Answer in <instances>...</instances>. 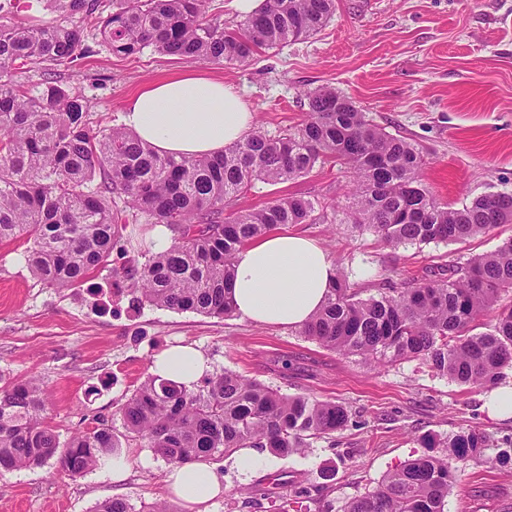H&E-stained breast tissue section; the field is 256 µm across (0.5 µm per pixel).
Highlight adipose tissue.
<instances>
[{
  "instance_id": "adipose-tissue-1",
  "label": "adipose tissue",
  "mask_w": 512,
  "mask_h": 512,
  "mask_svg": "<svg viewBox=\"0 0 512 512\" xmlns=\"http://www.w3.org/2000/svg\"><path fill=\"white\" fill-rule=\"evenodd\" d=\"M124 125L163 156H215L255 127L247 103L222 77L194 67L143 87L126 105ZM336 267L317 241L290 232L269 234L240 248L230 292L241 317L264 326L300 328L324 305ZM153 375L194 389L212 371L205 355L187 345L154 356ZM166 481L185 507L209 502L224 489L218 464L192 461Z\"/></svg>"
}]
</instances>
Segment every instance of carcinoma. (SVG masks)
Here are the masks:
<instances>
[{"label": "carcinoma", "instance_id": "obj_1", "mask_svg": "<svg viewBox=\"0 0 512 512\" xmlns=\"http://www.w3.org/2000/svg\"><path fill=\"white\" fill-rule=\"evenodd\" d=\"M207 0H60L66 20L0 23V245L24 240L30 271L56 289L85 282L116 249L129 224H164L172 245L120 269L137 300L224 318L234 313L228 284L236 252L317 212L393 246L457 243L512 224V192L440 202L422 183L423 152L374 123L328 87L308 91V119L271 136L255 128L216 157L159 156L122 127H107L88 100L56 79L95 53L81 19L99 15V42L129 56L147 46L188 62L244 65L260 49L316 34L336 0H263L233 29L208 18ZM43 82L17 80L25 70ZM333 160L353 175L348 205L323 213L315 197L284 196L259 209L233 204L254 182L279 184ZM301 335L347 358L377 364L419 360L460 385L490 388L512 370V237L495 250L403 288L361 297L338 278ZM50 399L32 377L0 386V473L57 462L70 478L119 454L123 443L151 448L174 467L239 448L289 456L308 440L350 423L334 401L288 396L223 370L188 390L149 375L119 409L124 433L102 422L59 440ZM487 439L461 432L425 439L437 452L406 461L343 512H445L460 465ZM95 512H134L123 498Z\"/></svg>", "mask_w": 512, "mask_h": 512}]
</instances>
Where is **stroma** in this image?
Listing matches in <instances>:
<instances>
[{
    "mask_svg": "<svg viewBox=\"0 0 512 512\" xmlns=\"http://www.w3.org/2000/svg\"><path fill=\"white\" fill-rule=\"evenodd\" d=\"M185 60L145 48L116 56L105 47L61 80L88 99L103 125L122 123L127 102L146 84L184 69ZM243 97L256 124L276 135L307 118V91L331 87L391 134L425 155L421 176L441 201L459 208L490 193L512 191V0H336V13L309 38L258 51L242 66L211 63ZM350 177L339 164L304 177L256 183L237 209L280 196L317 197L343 207ZM294 232L322 244L339 275L364 295L431 277L440 267L491 252L512 237V224L460 243L392 246L351 224L315 221ZM25 245L0 246V381L38 376L48 389L51 423L61 438L99 420L122 432L118 410L170 345L198 347L214 371L229 369L288 395L343 404L353 424L312 440L303 453L267 454L242 472L234 455H215L224 492L207 512H279L283 498L310 490L300 512H342L388 472L423 455V439L483 433L487 445L464 464L446 512H512V418L492 420L483 389L462 386L417 362L377 366L325 350L299 330L263 327L239 316L214 318L141 303L132 306L112 255L87 283L50 288L28 269ZM122 479L95 468L72 479L58 466L0 476V512H94L105 499L128 500L135 512L173 503L168 464L152 449H123Z\"/></svg>",
    "mask_w": 512,
    "mask_h": 512,
    "instance_id": "35a3bbf8",
    "label": "stroma"
}]
</instances>
